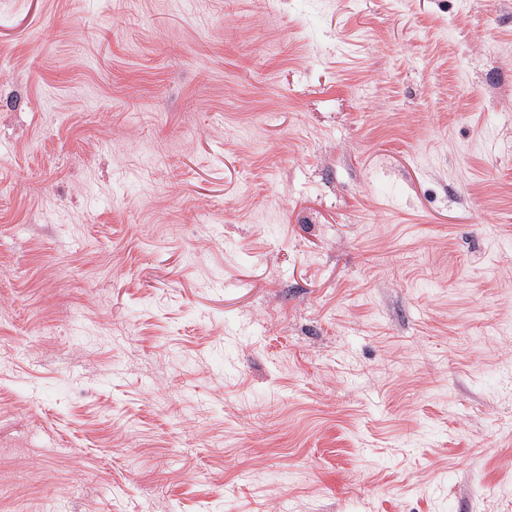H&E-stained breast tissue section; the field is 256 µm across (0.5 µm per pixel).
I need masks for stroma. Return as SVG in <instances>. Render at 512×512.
I'll return each instance as SVG.
<instances>
[{
  "mask_svg": "<svg viewBox=\"0 0 512 512\" xmlns=\"http://www.w3.org/2000/svg\"><path fill=\"white\" fill-rule=\"evenodd\" d=\"M0 512H512V0H0Z\"/></svg>",
  "mask_w": 512,
  "mask_h": 512,
  "instance_id": "35a3bbf8",
  "label": "stroma"
}]
</instances>
